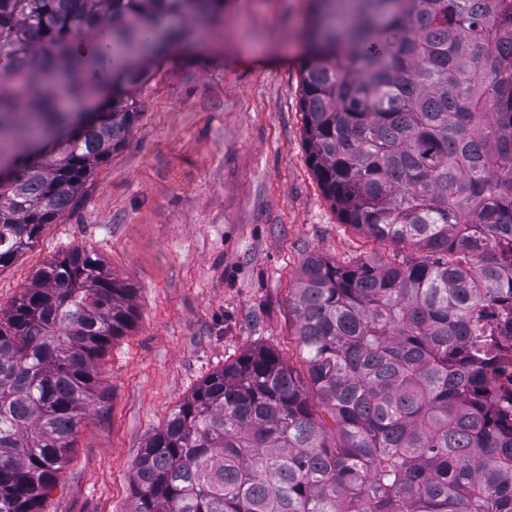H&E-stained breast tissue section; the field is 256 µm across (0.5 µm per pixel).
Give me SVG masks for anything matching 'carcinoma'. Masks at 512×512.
Segmentation results:
<instances>
[{"mask_svg": "<svg viewBox=\"0 0 512 512\" xmlns=\"http://www.w3.org/2000/svg\"><path fill=\"white\" fill-rule=\"evenodd\" d=\"M224 0H0V269L61 217L140 116L158 55ZM112 31L122 97L93 96L74 41ZM303 134L343 224L423 260L303 262L308 382L280 352L205 378L133 466L127 512H512V0H317ZM135 320L75 246L0 316V512H39L87 409L96 361ZM315 394L331 419L313 411Z\"/></svg>", "mask_w": 512, "mask_h": 512, "instance_id": "obj_1", "label": "carcinoma"}]
</instances>
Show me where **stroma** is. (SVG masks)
Here are the masks:
<instances>
[{
	"label": "stroma",
	"instance_id": "obj_1",
	"mask_svg": "<svg viewBox=\"0 0 512 512\" xmlns=\"http://www.w3.org/2000/svg\"><path fill=\"white\" fill-rule=\"evenodd\" d=\"M310 19V0H224L207 49L153 63L125 146L0 270L5 311L39 268L80 245L136 311L98 362L106 400L81 421L42 512H126L148 437L248 349H277L306 377L291 298L309 255L417 257L342 224L313 173L300 110Z\"/></svg>",
	"mask_w": 512,
	"mask_h": 512
}]
</instances>
